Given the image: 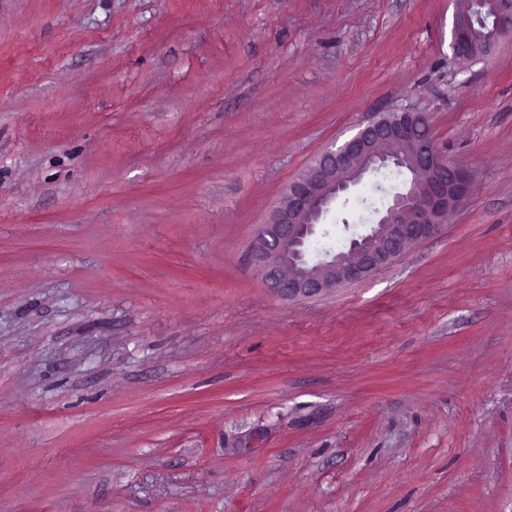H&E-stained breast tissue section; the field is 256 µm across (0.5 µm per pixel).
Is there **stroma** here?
I'll return each mask as SVG.
<instances>
[{
	"label": "stroma",
	"mask_w": 512,
	"mask_h": 512,
	"mask_svg": "<svg viewBox=\"0 0 512 512\" xmlns=\"http://www.w3.org/2000/svg\"><path fill=\"white\" fill-rule=\"evenodd\" d=\"M455 0H0V512H512V37ZM427 115L475 189L367 280L249 248L323 150ZM372 171L309 249H345ZM488 0L480 5H475L474 9H469L461 4L459 7L467 11L468 16L473 18V26L469 19L456 20L454 14L453 26L451 30V49L457 59L469 61L480 56L492 55L498 48V44L507 32V27L512 21V0H496L494 10L498 20L496 31L493 35L478 39L475 37L473 27L476 30H482L486 24L492 23V17L489 14ZM480 10L483 19H476V10ZM475 12V13H474Z\"/></svg>",
	"instance_id": "obj_1"
}]
</instances>
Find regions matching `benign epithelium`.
<instances>
[{"instance_id": "benign-epithelium-1", "label": "benign epithelium", "mask_w": 512, "mask_h": 512, "mask_svg": "<svg viewBox=\"0 0 512 512\" xmlns=\"http://www.w3.org/2000/svg\"><path fill=\"white\" fill-rule=\"evenodd\" d=\"M497 27L478 39L470 20H453L451 49L465 61L493 54L512 23V0H495ZM423 113L409 109L370 120L340 144L326 148L310 170L289 184L252 249L255 274L281 299L297 301L361 282L389 266L414 244L436 235L448 213L472 194L470 170L435 147ZM393 166L404 173L378 221L350 240L344 254L313 257L306 245L323 215L367 172Z\"/></svg>"}]
</instances>
